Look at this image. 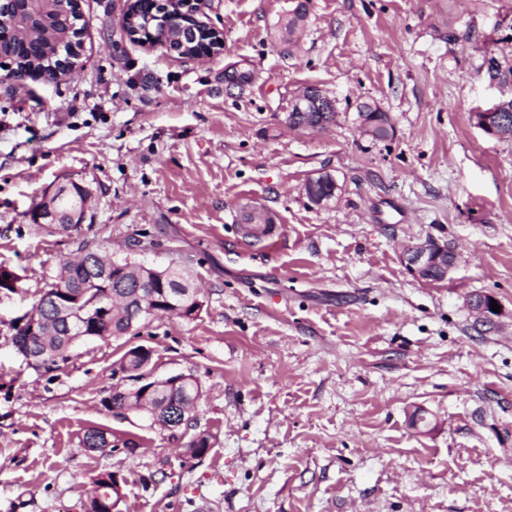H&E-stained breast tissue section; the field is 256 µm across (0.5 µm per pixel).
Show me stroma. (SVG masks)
<instances>
[{
	"label": "stroma",
	"instance_id": "1",
	"mask_svg": "<svg viewBox=\"0 0 512 512\" xmlns=\"http://www.w3.org/2000/svg\"><path fill=\"white\" fill-rule=\"evenodd\" d=\"M79 8L72 75L0 83V267L19 277L0 289V512H84L105 471L121 512H512V138L475 119L512 98L486 76L512 60V0H311L293 47L268 40L288 0H209L224 47L203 60L126 37L127 0ZM234 63L253 79L230 91ZM308 85L338 116L290 130ZM363 101L392 138L359 133ZM323 172L339 192L317 205L304 185ZM71 181L93 190L88 238L181 265L202 308L82 343L49 376L11 321L77 250V232L31 221ZM249 205L283 224L279 245H244ZM432 240L457 255L438 283L404 263ZM478 295L500 307L490 324ZM136 346L155 378L199 379L184 436L104 406ZM91 427L136 446L86 451ZM202 433L208 452L183 456ZM355 121L360 131L361 127L369 126L377 132L388 123V116L376 103L363 101L356 106Z\"/></svg>",
	"mask_w": 512,
	"mask_h": 512
}]
</instances>
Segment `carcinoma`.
I'll list each match as a JSON object with an SVG mask.
<instances>
[{
    "mask_svg": "<svg viewBox=\"0 0 512 512\" xmlns=\"http://www.w3.org/2000/svg\"><path fill=\"white\" fill-rule=\"evenodd\" d=\"M292 3L288 17L274 30V40L278 43L293 44L297 30L307 20L310 0H292ZM47 17L50 19L49 28L40 30L36 39L30 42V49H20L18 45L9 43L0 45V53L11 58L15 64L0 77L1 81L16 82L31 72L58 78L60 69L57 57L65 55L69 47L66 43L50 42L45 33L49 29L54 33L66 32L68 27L77 26L80 15L73 12L68 0H56ZM486 74L491 80H512V64H503L493 57ZM335 116L334 108L322 97L320 90L307 87L304 94L292 100L288 127L297 129L313 120L330 123ZM355 121L360 128L369 126L379 131L388 123V116L376 103L362 101L356 106ZM307 196L317 205L329 203L336 198V178L327 172L315 177ZM106 251V247L92 239L81 240L78 253L86 254V258L63 259L57 280L42 294L32 310L39 335H30L29 322L25 319L22 325L15 326L14 344L18 353L25 359L30 356L39 358L41 364L36 369L43 373L50 374L66 367L74 357L76 345L86 340L100 338L104 333L117 338L127 333L132 324L138 326L165 315L190 319L199 312V297L194 294L188 276L179 265H168V274L162 281L151 278L140 283L136 265L125 262L112 269V275L105 283L98 279L97 257L107 258ZM92 301L97 303L98 308L88 307ZM58 304L69 311L73 331L58 328ZM104 307L109 312L102 314L100 309ZM146 360L142 347H134L122 356L120 369L141 375L146 372ZM201 390L202 386L192 375L171 389L156 385L154 379L143 380L133 393L112 392L105 404L112 410H128L144 405L159 411L160 422L164 424L173 401L186 404L192 410L201 397ZM209 443V436L198 434L187 443L185 454L201 458ZM81 445L89 452L101 454L117 447L107 432L97 428L86 430ZM95 485L96 494L89 499L86 512H111L112 503L120 500L115 489L118 485L116 475L101 473Z\"/></svg>",
    "mask_w": 512,
    "mask_h": 512,
    "instance_id": "1",
    "label": "carcinoma"
}]
</instances>
